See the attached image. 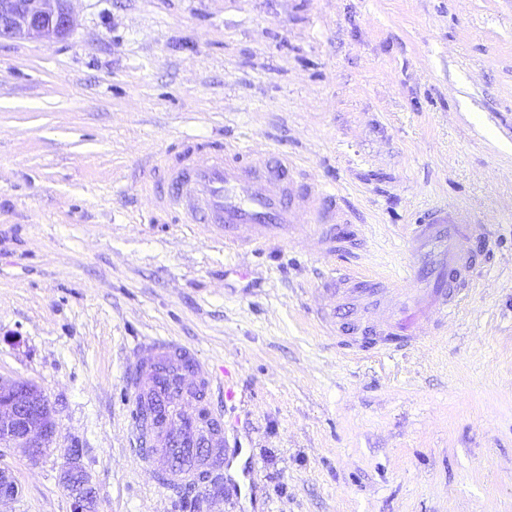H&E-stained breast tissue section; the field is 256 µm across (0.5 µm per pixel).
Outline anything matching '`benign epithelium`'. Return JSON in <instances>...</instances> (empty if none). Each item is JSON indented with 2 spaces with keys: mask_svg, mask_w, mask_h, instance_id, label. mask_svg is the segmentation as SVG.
<instances>
[{
  "mask_svg": "<svg viewBox=\"0 0 512 512\" xmlns=\"http://www.w3.org/2000/svg\"><path fill=\"white\" fill-rule=\"evenodd\" d=\"M69 0H0V39H60L73 27ZM57 429L55 410L43 391L27 381L0 380V444L28 449L37 459ZM61 480L73 499L72 512H91L95 488L82 463L81 449H70ZM12 473L0 468V502L17 497Z\"/></svg>",
  "mask_w": 512,
  "mask_h": 512,
  "instance_id": "benign-epithelium-1",
  "label": "benign epithelium"
}]
</instances>
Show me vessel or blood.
<instances>
[{
    "label": "vessel or blood",
    "instance_id": "1",
    "mask_svg": "<svg viewBox=\"0 0 512 512\" xmlns=\"http://www.w3.org/2000/svg\"><path fill=\"white\" fill-rule=\"evenodd\" d=\"M168 173L153 184L159 202L176 223L218 239L226 252L259 251L272 241L292 242L305 224L321 256L336 255V233L346 218L334 191L296 180L286 155L249 159L232 142L204 146L185 137L175 155L162 158ZM484 230L467 213L434 207L419 213L409 239L403 288L397 296L424 297L441 315L455 312L473 284L474 245ZM350 296L373 302L378 291L368 276L344 272ZM406 319L367 317L364 331L397 335ZM132 392L130 426L137 458L161 484L179 487L215 477L226 462L224 418L212 407L216 392L232 396L197 353L168 337H148L132 349L125 367ZM158 410L153 425L141 416L145 404Z\"/></svg>",
    "mask_w": 512,
    "mask_h": 512
}]
</instances>
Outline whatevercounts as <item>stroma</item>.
<instances>
[{
	"label": "stroma",
	"mask_w": 512,
	"mask_h": 512,
	"mask_svg": "<svg viewBox=\"0 0 512 512\" xmlns=\"http://www.w3.org/2000/svg\"><path fill=\"white\" fill-rule=\"evenodd\" d=\"M58 40H0V379L43 390L18 496L72 512H512V0H71ZM285 152L332 188L352 267L400 287L416 212L467 208L492 245L412 348L352 355L321 328L330 260L233 256L142 195L184 136ZM194 350L220 400L228 479L155 485L133 453L135 342ZM61 480L73 499V512H89L94 508L95 488L82 463L81 448H71L64 465Z\"/></svg>",
	"instance_id": "1"
}]
</instances>
